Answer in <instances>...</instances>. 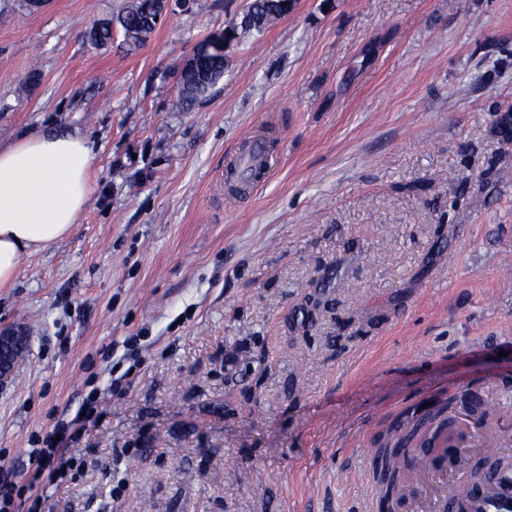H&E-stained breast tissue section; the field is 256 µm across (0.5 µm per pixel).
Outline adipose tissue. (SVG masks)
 Here are the masks:
<instances>
[{"mask_svg":"<svg viewBox=\"0 0 512 512\" xmlns=\"http://www.w3.org/2000/svg\"><path fill=\"white\" fill-rule=\"evenodd\" d=\"M92 161L88 139L60 129L0 147V288L23 255L72 233L93 192Z\"/></svg>","mask_w":512,"mask_h":512,"instance_id":"ef3b65f1","label":"adipose tissue"}]
</instances>
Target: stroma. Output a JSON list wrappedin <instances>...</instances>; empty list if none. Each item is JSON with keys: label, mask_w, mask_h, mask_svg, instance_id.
Wrapping results in <instances>:
<instances>
[{"label": "stroma", "mask_w": 512, "mask_h": 512, "mask_svg": "<svg viewBox=\"0 0 512 512\" xmlns=\"http://www.w3.org/2000/svg\"><path fill=\"white\" fill-rule=\"evenodd\" d=\"M0 0V145H93L73 232L22 257L0 469L68 429L41 512H364L383 426L491 389L512 434V0H297L185 112L174 73L246 0ZM273 158L237 195L244 143ZM91 405L83 429L77 410ZM154 4V0L131 1L113 15L112 20L93 27L89 32L90 39L97 45L105 44L112 39V26H116L121 28L129 47L140 48L145 44L142 35L152 32L156 25Z\"/></svg>", "instance_id": "35a3bbf8"}]
</instances>
